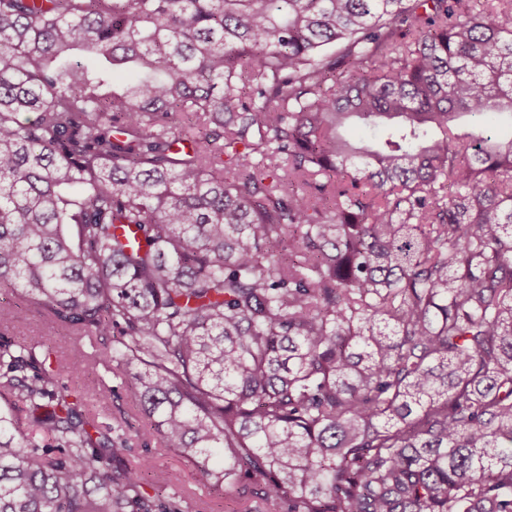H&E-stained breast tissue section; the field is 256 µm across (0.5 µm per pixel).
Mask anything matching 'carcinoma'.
Segmentation results:
<instances>
[{
	"mask_svg": "<svg viewBox=\"0 0 512 512\" xmlns=\"http://www.w3.org/2000/svg\"><path fill=\"white\" fill-rule=\"evenodd\" d=\"M512 0H0V288L100 337L101 428L5 330L0 512H512ZM351 122L388 125L353 144ZM224 466L215 469L213 459ZM146 452L153 457L155 464V472L149 474L148 479L167 481L177 491L176 501L181 512H225L227 506H232L224 501V487L200 484L193 466L162 447L157 440L149 444L148 450L140 442H133L127 458L133 461ZM172 489L168 487L166 493L171 494Z\"/></svg>",
	"mask_w": 512,
	"mask_h": 512,
	"instance_id": "carcinoma-1",
	"label": "carcinoma"
}]
</instances>
